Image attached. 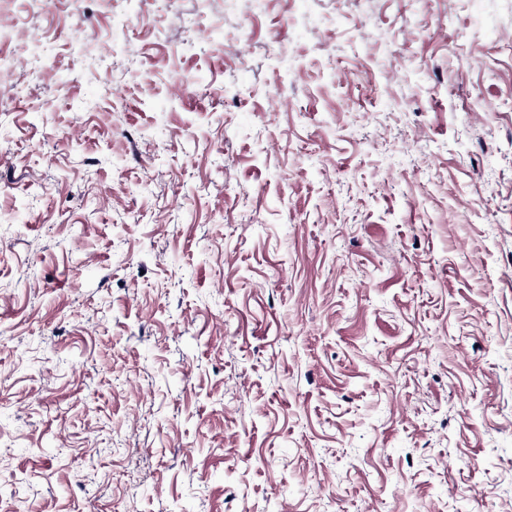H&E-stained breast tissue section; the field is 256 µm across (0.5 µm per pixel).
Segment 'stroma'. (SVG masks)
<instances>
[{
    "label": "stroma",
    "mask_w": 512,
    "mask_h": 512,
    "mask_svg": "<svg viewBox=\"0 0 512 512\" xmlns=\"http://www.w3.org/2000/svg\"><path fill=\"white\" fill-rule=\"evenodd\" d=\"M1 27L0 512H512V0Z\"/></svg>",
    "instance_id": "stroma-1"
}]
</instances>
